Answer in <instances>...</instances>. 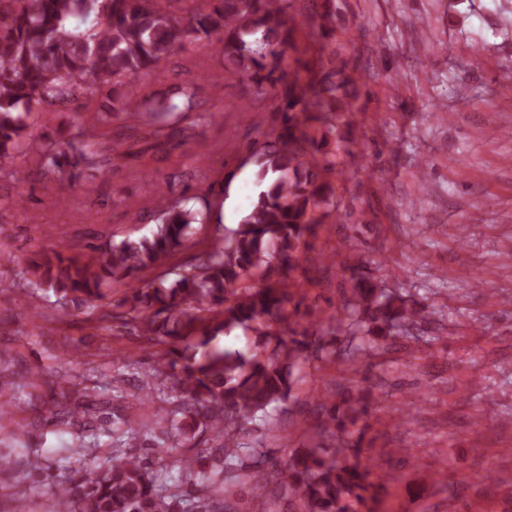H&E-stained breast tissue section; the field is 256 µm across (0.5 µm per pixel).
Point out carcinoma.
I'll return each instance as SVG.
<instances>
[{
  "label": "carcinoma",
  "instance_id": "cac0c4a2",
  "mask_svg": "<svg viewBox=\"0 0 512 512\" xmlns=\"http://www.w3.org/2000/svg\"><path fill=\"white\" fill-rule=\"evenodd\" d=\"M182 0H0V179L19 180L13 163L25 151L32 175L53 172L60 181L80 177L81 169L100 172L123 157L168 156L177 146L193 150L184 133L212 122L201 87L194 79L166 80L167 65L177 51L213 45L224 74L245 77L254 111L280 114L278 127L249 147L248 161L258 167L265 188L241 223L224 230L215 243L188 255L173 272L133 288L117 303H107L96 322L108 320L129 328L164 349L161 370L147 377L142 390L164 402L147 425L114 412L112 424L127 440L149 448L141 455L125 451L112 463H95L86 449L81 467L60 476L42 456L23 448L31 474L52 488L47 512H231V501L246 488L263 497L269 482L261 473L271 462L251 452L248 425L260 420L277 428L278 409L292 390L293 371L323 350L324 327L348 337L347 359L370 356L390 337L412 335L424 315L405 296L367 278L355 279L351 295L338 312L305 325L294 322L299 304L292 289L332 202L326 176L336 162L317 159L318 133L336 126V113L349 112L346 86L354 76L320 69L322 60L289 73L281 66L291 46L294 0H200L188 14ZM147 77L141 93L125 92L129 82ZM83 101V114L104 129L88 142L36 138L31 115ZM235 176L227 170L202 183L200 193L176 195L157 184L156 224L150 234L112 240L107 247L66 255L42 249L30 262L31 283L52 292L79 311L106 299L111 284L135 273L163 266L187 250L195 224H206ZM201 204L198 211L188 206ZM242 331L244 347L225 349L220 333ZM0 384L3 396L29 385ZM204 409V424L222 446L197 458L176 452L175 434L193 428L189 404ZM320 434L330 442L296 451L277 470L273 494L285 498L287 512H376L385 478L369 479L362 465L363 437L352 427L367 413L363 391L343 384L317 404ZM52 423L87 427L96 417L94 404L48 408ZM175 469L191 487L184 495L164 494L155 484L154 467Z\"/></svg>",
  "mask_w": 512,
  "mask_h": 512
}]
</instances>
